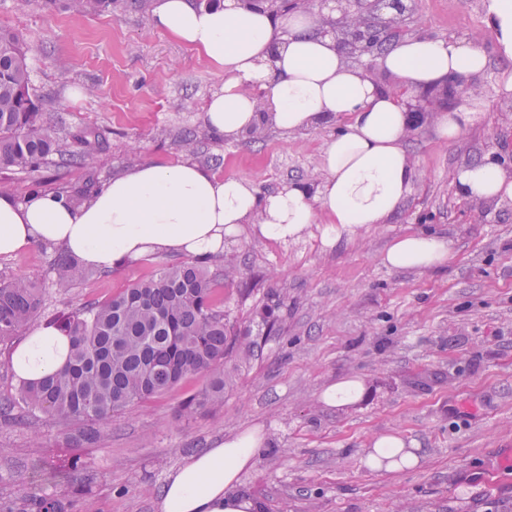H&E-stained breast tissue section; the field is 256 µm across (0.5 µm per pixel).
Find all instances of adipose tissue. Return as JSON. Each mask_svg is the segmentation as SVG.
I'll list each match as a JSON object with an SVG mask.
<instances>
[{"instance_id": "ef3b65f1", "label": "adipose tissue", "mask_w": 512, "mask_h": 512, "mask_svg": "<svg viewBox=\"0 0 512 512\" xmlns=\"http://www.w3.org/2000/svg\"><path fill=\"white\" fill-rule=\"evenodd\" d=\"M488 15L506 62L500 85L512 93V0H489ZM152 25L223 69L224 85L204 109L217 135L235 139L263 124L294 132L341 120L325 144L316 188L291 184L262 193L246 178L220 177L191 162H145L78 206L52 193L22 201L0 194V256L43 243L108 269L161 252L205 256L247 229L266 239L293 240L309 230L319 209L330 218L324 239L331 242L387 223L401 208L416 179L404 148L411 116L393 92L346 63L334 39L316 32L311 15L291 11L277 18L241 0L210 6L157 0ZM381 63L413 90L437 87L449 77L468 81L490 66L475 42L425 36L392 41ZM258 90L270 111L259 112ZM453 182L467 199H512V176L488 159L463 168ZM449 256L446 238L418 233L396 238L382 261L394 269L427 270ZM67 351V337L35 329L15 350L13 370L21 380H37L60 367ZM264 445L257 430L248 429L189 455L169 473L157 512H260L241 490L239 476ZM404 447L399 436H381L365 465L387 472L415 466L417 457Z\"/></svg>"}]
</instances>
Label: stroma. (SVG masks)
<instances>
[{
	"label": "stroma",
	"instance_id": "35a3bbf8",
	"mask_svg": "<svg viewBox=\"0 0 512 512\" xmlns=\"http://www.w3.org/2000/svg\"><path fill=\"white\" fill-rule=\"evenodd\" d=\"M155 4L121 0L86 15L72 0H0V27L23 37L41 122L75 151L81 131L101 136L94 171L55 155L37 173L0 167V182L22 200L89 181L99 188L151 159L244 177L263 193L320 180L322 148L337 123L295 133L268 125L261 136L235 140L215 135L203 109L224 73L152 26ZM405 34L474 35L491 66L468 104L478 119L459 139L436 137L440 103L414 114L405 149L417 179L400 210L332 245L323 241L321 213L297 240L248 231L226 239L242 275L225 287L224 309L252 347L225 358L223 405L175 420L180 399L203 385L193 380L114 419L97 448L70 447L66 429L42 416L0 418V502L61 493L34 466L74 461L96 475L75 512H157L168 473L185 457L257 428L265 450L241 486L263 512H391L397 504L403 512H512V200L489 208L462 199L453 185L466 165L512 149V114L496 110L498 38L488 0H415ZM188 135L196 154L182 148ZM424 232L448 239L446 264L383 265L394 238ZM59 252L37 243L0 257V280L24 276L45 288L37 328L46 315L107 299L183 260L175 253L127 260L59 295L52 286ZM275 300V325H262L259 311ZM344 378L362 380L364 397L328 406L323 391ZM383 434L401 436L419 465L395 474L367 469L365 450Z\"/></svg>",
	"mask_w": 512,
	"mask_h": 512
}]
</instances>
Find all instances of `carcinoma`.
<instances>
[{"label":"carcinoma","instance_id":"cac0c4a2","mask_svg":"<svg viewBox=\"0 0 512 512\" xmlns=\"http://www.w3.org/2000/svg\"><path fill=\"white\" fill-rule=\"evenodd\" d=\"M80 11L101 14L119 0H75ZM30 70L21 37L0 28V167L34 173L66 146L39 121L29 92ZM84 151L73 156L83 167L96 164L99 135L80 136ZM53 286L66 292L89 271L80 260L61 253ZM239 274L232 256L209 255L163 267L105 301L62 311L49 326L69 337L65 363L37 381H23L0 398V417L16 409L45 415L60 426L78 422L77 448L95 447L107 436L104 424L127 408L157 398L185 381L207 376L205 385L180 401L176 416L190 420L224 402L225 355L239 343L229 324L218 286ZM42 289L26 278L0 282V345L10 343L40 314ZM52 477L69 486L52 497H25L4 512H70L93 483L91 475L57 471Z\"/></svg>","mask_w":512,"mask_h":512}]
</instances>
